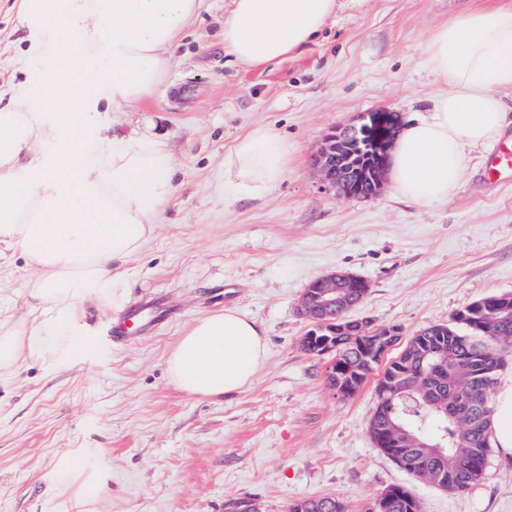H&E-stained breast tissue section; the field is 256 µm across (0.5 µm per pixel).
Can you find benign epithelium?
<instances>
[{
	"instance_id": "benign-epithelium-1",
	"label": "benign epithelium",
	"mask_w": 512,
	"mask_h": 512,
	"mask_svg": "<svg viewBox=\"0 0 512 512\" xmlns=\"http://www.w3.org/2000/svg\"><path fill=\"white\" fill-rule=\"evenodd\" d=\"M400 122V115L395 112H368L355 125L333 128L311 159L324 186L353 197L378 195L384 186ZM366 287L365 280L347 273L318 277L306 289L302 312L315 327L334 323L363 300L365 293L357 295L352 289ZM360 335L375 361L383 359L394 347V337L387 327L371 331L363 326Z\"/></svg>"
}]
</instances>
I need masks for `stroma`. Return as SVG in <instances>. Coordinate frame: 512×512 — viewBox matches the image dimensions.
<instances>
[{
	"label": "stroma",
	"mask_w": 512,
	"mask_h": 512,
	"mask_svg": "<svg viewBox=\"0 0 512 512\" xmlns=\"http://www.w3.org/2000/svg\"><path fill=\"white\" fill-rule=\"evenodd\" d=\"M491 0H339L300 53L260 67L224 52L230 0H202L148 100L112 114V130L165 137L176 191L143 254L126 266V307L144 306L143 336L113 346L120 311L88 306L84 359L19 362L0 378V512H261L321 496L362 512L406 487L420 512H512V457L492 450L463 493L423 483L372 442L380 373L352 396L326 384L328 356L302 347L308 284L341 270L368 293L351 318L398 326L402 340L484 297L512 293V185L485 183L479 146L447 199L424 205L393 184L363 199L323 187L311 156L364 112L429 116L448 84L427 41L449 18ZM20 0H0V88L23 81ZM288 142L285 180L262 197L225 194L224 155L255 125ZM22 257L0 272V307L27 312ZM233 308L261 327L267 358L248 388L186 396L165 360L184 327ZM79 464L60 481V464Z\"/></svg>",
	"instance_id": "obj_1"
}]
</instances>
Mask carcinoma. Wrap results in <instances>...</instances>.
<instances>
[{"label": "carcinoma", "instance_id": "carcinoma-1", "mask_svg": "<svg viewBox=\"0 0 512 512\" xmlns=\"http://www.w3.org/2000/svg\"><path fill=\"white\" fill-rule=\"evenodd\" d=\"M454 324L420 330L385 363L377 383L378 403L370 436L381 453L418 479L452 493L479 482L491 452L493 406L488 392L512 351V294L492 295L453 314ZM350 320L313 328L309 352L329 351L347 364L336 387L356 393L376 370ZM421 436L423 444L406 448L390 423ZM289 512H349L334 497L302 499ZM362 512H420L403 486H391L376 507Z\"/></svg>", "mask_w": 512, "mask_h": 512}]
</instances>
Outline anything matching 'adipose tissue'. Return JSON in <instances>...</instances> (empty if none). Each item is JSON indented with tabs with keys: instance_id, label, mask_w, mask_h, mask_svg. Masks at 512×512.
Returning a JSON list of instances; mask_svg holds the SVG:
<instances>
[{
	"instance_id": "adipose-tissue-1",
	"label": "adipose tissue",
	"mask_w": 512,
	"mask_h": 512,
	"mask_svg": "<svg viewBox=\"0 0 512 512\" xmlns=\"http://www.w3.org/2000/svg\"><path fill=\"white\" fill-rule=\"evenodd\" d=\"M337 0H232L224 51L244 67L300 52ZM199 0H21L29 49L23 82L0 91V260L21 253L34 273L28 314H0V376L20 361L80 353L87 302L120 308L122 265L155 235L175 191L160 136L113 133L110 111L149 99L198 14ZM448 83L432 118L404 125L389 176L403 197L446 198L466 172L467 149L499 136L501 93L512 90V0L436 27L427 44ZM288 173V144L252 127L224 156V187L265 194ZM267 356L256 321L232 308L194 319L169 349L171 383L192 397L250 386Z\"/></svg>"
}]
</instances>
